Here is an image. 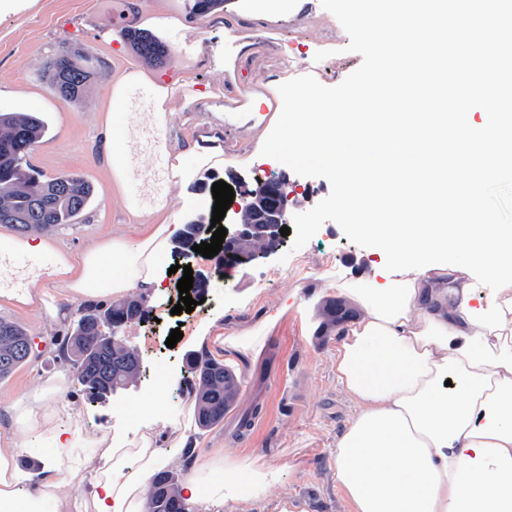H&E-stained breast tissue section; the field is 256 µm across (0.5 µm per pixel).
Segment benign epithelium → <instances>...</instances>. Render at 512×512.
I'll list each match as a JSON object with an SVG mask.
<instances>
[{"mask_svg":"<svg viewBox=\"0 0 512 512\" xmlns=\"http://www.w3.org/2000/svg\"><path fill=\"white\" fill-rule=\"evenodd\" d=\"M56 69L57 79L52 88L56 93L64 95L70 88L66 55L61 54L56 58ZM256 186L272 187L274 192L251 190L234 201L235 214L249 212L252 214V220L247 224L237 223L233 229L227 231L224 246L230 250L237 243L262 240L267 246L257 255V258L261 259L270 256L282 246L280 229L289 223L295 193L288 190V182L283 178H260L256 180ZM211 232L212 227L209 224L185 225L178 237L179 243L182 244V247L177 249L178 257L187 261L194 258L196 252L192 250V246L197 243L200 236L209 235Z\"/></svg>","mask_w":512,"mask_h":512,"instance_id":"benign-epithelium-1","label":"benign epithelium"}]
</instances>
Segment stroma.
<instances>
[{"instance_id":"stroma-1","label":"stroma","mask_w":512,"mask_h":512,"mask_svg":"<svg viewBox=\"0 0 512 512\" xmlns=\"http://www.w3.org/2000/svg\"><path fill=\"white\" fill-rule=\"evenodd\" d=\"M300 3V12L289 16L286 29L259 39L250 65L238 73L241 82L271 80L279 85L310 75L332 87L360 66L361 55L348 51L347 32L337 27L320 0ZM156 11L169 19L154 35L170 49L167 63L157 71L173 90L168 107L172 134H181L188 119L201 113L223 129L226 149L254 140L256 130L219 116L224 109V52L231 44L223 9L193 15L187 0H13L11 10L0 13V112L42 115L48 130L32 151L31 164L48 178L79 173L94 188V199L77 224L48 233L70 255L116 233L131 238L137 234L122 196L112 190L100 129L112 109L114 76L147 67L124 34L140 28L143 16ZM62 49L95 61V77L77 100L54 94L45 75L48 60ZM196 92L200 100L188 104ZM143 173H135L130 186L139 189L142 201L149 204L165 197L174 223L181 225L209 214L208 198L218 179L240 192L254 188L261 176L286 178L289 189L297 193L299 213L330 193L327 180L297 175L258 154L242 162L225 161L223 168L190 183H167L158 175L148 185ZM218 263V258L201 255L194 260L193 277L205 282L207 290L203 304L192 312H173L179 300V276L174 273L166 279L164 292L147 300L144 322L122 329L121 340L142 360L139 376L125 390L109 402L92 404L77 385L66 383L58 404L73 401L82 408L74 457L90 455L92 440L107 428L132 439L140 420L135 405L157 393L165 415L155 429L159 446L170 459L169 470L184 478L193 470L170 439L175 431L192 439L195 462L239 467L243 480L257 469L276 473L265 492L247 503H194L191 512H349L333 478L332 460L336 439L354 405L336 380L340 338L335 329L323 328L320 312L344 282L384 273L383 251L349 241L335 222L328 221L286 261L273 255L233 269L227 279L218 276ZM283 306L287 314L270 331L261 330V323ZM0 318L22 325L33 343L30 360L0 379L2 438L14 428L12 404L36 389L46 375L62 370L58 348L69 327L52 324L43 308L2 293ZM175 328L183 337L170 348L165 341ZM249 328L255 331L258 358L226 352V333ZM192 352L208 353L242 378L235 408L223 423L203 433L194 422L193 397L177 391L181 369ZM165 374L170 382L163 387L159 381ZM246 414L252 420L243 431L239 420Z\"/></svg>"}]
</instances>
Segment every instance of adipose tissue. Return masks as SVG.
Wrapping results in <instances>:
<instances>
[{"instance_id": "ef3b65f1", "label": "adipose tissue", "mask_w": 512, "mask_h": 512, "mask_svg": "<svg viewBox=\"0 0 512 512\" xmlns=\"http://www.w3.org/2000/svg\"><path fill=\"white\" fill-rule=\"evenodd\" d=\"M136 86L151 93L149 127L168 171L187 182L223 166L219 136L198 138L189 131L184 141L167 140L169 87L151 73L126 72L113 85L106 142L118 193L126 191L133 145L141 135L138 105L129 95ZM125 204L138 235L92 242L78 258L41 237L15 241L17 252L54 256L45 277L27 282L19 302L42 303L60 323L67 314L48 302V281L87 302L131 292L159 295L172 245L167 205L161 200L144 208L130 198ZM409 280L415 292L406 317L388 323L362 314L344 330L336 350V379L355 407L336 440V484L350 512H512V296L499 297L507 325L492 332L462 312L482 304L481 298L463 297L468 274L432 269ZM64 385V372H56L13 404L15 435L0 444V512H146L149 479L167 464L148 423L129 442L111 430L101 432L96 454L86 461L93 481L82 503L75 507L60 496L61 479L82 478L71 454L80 434V410L68 406L69 421L62 424L49 406ZM44 438L50 445L38 451L39 468L21 473V442ZM23 477L32 491L19 489ZM265 486L259 471L242 482L232 471L214 469L206 480L188 477L181 492L200 503L223 494L240 502Z\"/></svg>"}]
</instances>
